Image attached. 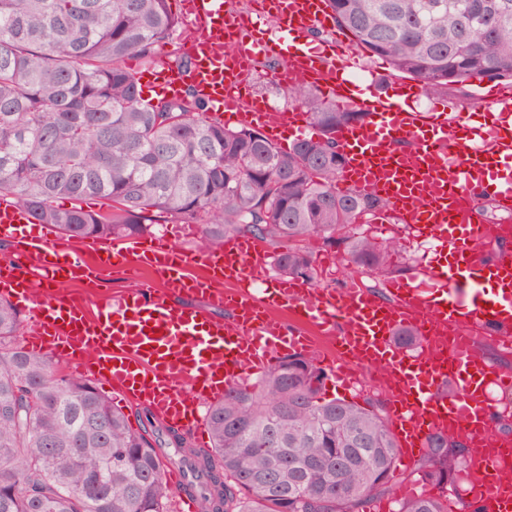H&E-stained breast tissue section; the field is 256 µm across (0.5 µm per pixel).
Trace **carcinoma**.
Wrapping results in <instances>:
<instances>
[{"instance_id": "obj_1", "label": "carcinoma", "mask_w": 512, "mask_h": 512, "mask_svg": "<svg viewBox=\"0 0 512 512\" xmlns=\"http://www.w3.org/2000/svg\"><path fill=\"white\" fill-rule=\"evenodd\" d=\"M326 0L370 58L426 95L455 82L512 80V0ZM180 29L168 0H0V201L62 239L134 237L154 224H196L212 249L236 236L274 248L279 275L314 282L312 244L375 284L401 273L395 238L361 231L388 211L378 196L336 192L345 165L336 131L362 120L319 93L288 90L317 137L283 150L248 126L207 115L188 88L146 99L129 58L157 62ZM58 198L74 201L69 209ZM90 200L110 202L86 210ZM0 299V512H167L160 449L173 448L204 512H359L391 490L398 444L380 402L324 396L327 373L290 354L208 405L211 448L166 431L155 448L81 376L62 375L19 340ZM471 451L429 436L424 480L455 482ZM399 512H448V498Z\"/></svg>"}]
</instances>
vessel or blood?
Masks as SVG:
<instances>
[{
  "mask_svg": "<svg viewBox=\"0 0 512 512\" xmlns=\"http://www.w3.org/2000/svg\"><path fill=\"white\" fill-rule=\"evenodd\" d=\"M272 9L278 38L249 17L225 13L224 0H185L198 28L191 64L160 68L154 83L170 97L192 87L209 111L258 127L271 140L306 136L303 113L249 92L248 70L274 55L283 87H312L336 107L364 113L363 122L336 133L346 158L339 189L385 198L396 221L434 247L419 275L391 281L395 303L353 283L314 296L294 279L272 281L263 297H253L267 254L245 238L189 253L169 235L134 238L90 260L80 246L32 231L29 212L8 201L0 202V240L16 252L0 267V297L28 311V349L50 352L148 407L164 426L195 435L205 431L209 403L293 352L312 355L344 392L380 374L400 459L421 453L431 434L463 438L475 460L463 474L465 493L480 512H512L498 468L512 448L483 451L494 412L512 395V373L490 367L473 343L447 334L470 323L512 340V242L484 256L487 230L475 219L482 196L512 206V88L479 84L478 105L468 114L451 101L422 110L415 86L382 93L350 80L356 56L344 42H310V32L328 22L325 0H272ZM116 261L150 267L162 287L92 300L63 294ZM184 296L201 303L181 304ZM222 308L227 317H216ZM289 317L295 327L286 325ZM402 327L418 332V345L397 343Z\"/></svg>",
  "mask_w": 512,
  "mask_h": 512,
  "instance_id": "b4317fda",
  "label": "vessel or blood"
}]
</instances>
